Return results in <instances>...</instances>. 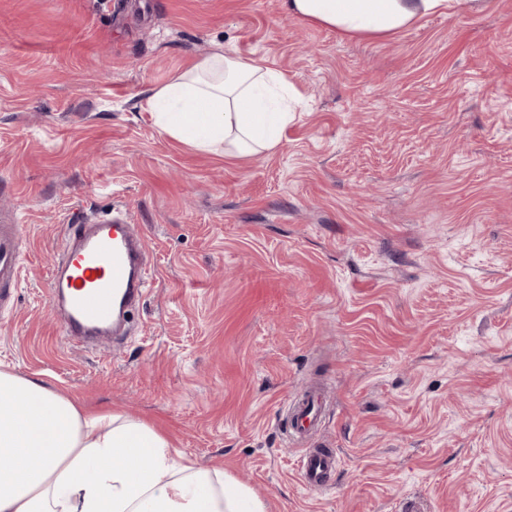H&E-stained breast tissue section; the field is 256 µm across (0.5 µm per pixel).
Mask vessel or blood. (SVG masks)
Instances as JSON below:
<instances>
[{
	"label": "vessel or blood",
	"instance_id": "1",
	"mask_svg": "<svg viewBox=\"0 0 512 512\" xmlns=\"http://www.w3.org/2000/svg\"><path fill=\"white\" fill-rule=\"evenodd\" d=\"M19 238V225H0V301L7 299L8 286L20 275ZM147 288L141 238L127 215L68 225L48 288L65 339L115 335L125 313L139 307ZM288 409L293 419L289 437L297 444L323 423L326 404L321 388L313 386L290 397ZM339 464L334 449H307L300 459L302 481L309 489H323Z\"/></svg>",
	"mask_w": 512,
	"mask_h": 512
}]
</instances>
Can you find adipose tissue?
I'll use <instances>...</instances> for the list:
<instances>
[{"mask_svg":"<svg viewBox=\"0 0 512 512\" xmlns=\"http://www.w3.org/2000/svg\"><path fill=\"white\" fill-rule=\"evenodd\" d=\"M475 0H281L285 14L350 37L392 34ZM303 102L257 60L216 52L154 89L159 128L201 152L274 149ZM0 512H267L263 499L202 469L155 426L92 412L40 379L0 370Z\"/></svg>","mask_w":512,"mask_h":512,"instance_id":"adipose-tissue-1","label":"adipose tissue"}]
</instances>
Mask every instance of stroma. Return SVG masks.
Wrapping results in <instances>:
<instances>
[{
  "instance_id": "35a3bbf8",
  "label": "stroma",
  "mask_w": 512,
  "mask_h": 512,
  "mask_svg": "<svg viewBox=\"0 0 512 512\" xmlns=\"http://www.w3.org/2000/svg\"><path fill=\"white\" fill-rule=\"evenodd\" d=\"M306 111L202 153L146 101L205 55ZM128 212L150 286L122 339L66 343L60 227ZM23 228L0 368L155 424L268 512H512V0L380 39L279 0H0V225ZM324 385L307 489L288 398ZM340 464L333 448H307L300 459V474L305 486L321 490Z\"/></svg>"
}]
</instances>
